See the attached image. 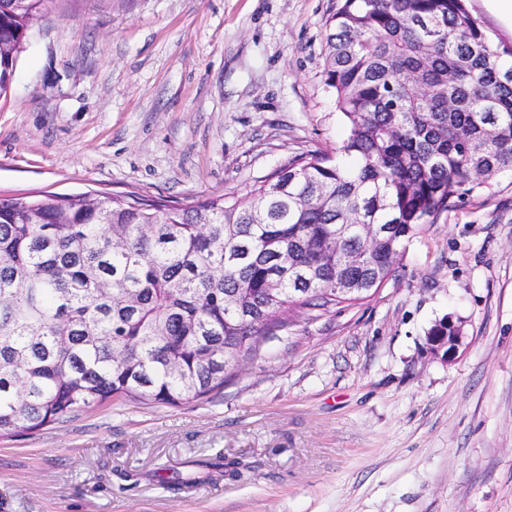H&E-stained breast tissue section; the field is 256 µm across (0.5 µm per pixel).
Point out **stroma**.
Listing matches in <instances>:
<instances>
[{
	"label": "stroma",
	"instance_id": "35a3bbf8",
	"mask_svg": "<svg viewBox=\"0 0 512 512\" xmlns=\"http://www.w3.org/2000/svg\"><path fill=\"white\" fill-rule=\"evenodd\" d=\"M341 4L52 0L0 97V195L191 204L336 155ZM448 316L468 336L451 362L427 341ZM0 512H512V174L425 225L368 299L295 311L208 397L0 438Z\"/></svg>",
	"mask_w": 512,
	"mask_h": 512
}]
</instances>
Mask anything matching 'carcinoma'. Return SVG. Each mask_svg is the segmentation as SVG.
Listing matches in <instances>:
<instances>
[{
  "label": "carcinoma",
  "mask_w": 512,
  "mask_h": 512,
  "mask_svg": "<svg viewBox=\"0 0 512 512\" xmlns=\"http://www.w3.org/2000/svg\"><path fill=\"white\" fill-rule=\"evenodd\" d=\"M51 2L0 0V95ZM329 24L341 158L301 153L193 205L0 196V437L209 396L292 308L370 297L423 225L512 172V42L465 0H344Z\"/></svg>",
  "instance_id": "carcinoma-1"
}]
</instances>
